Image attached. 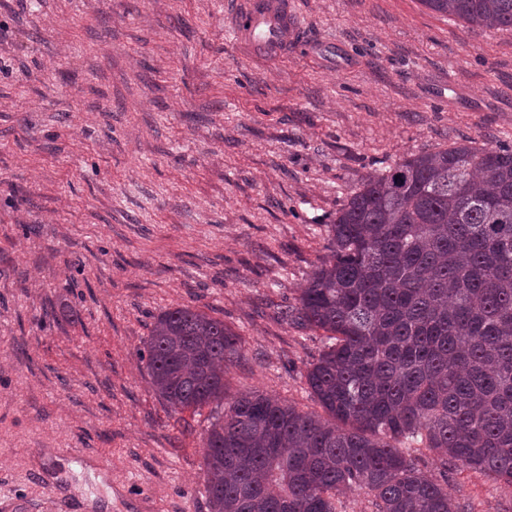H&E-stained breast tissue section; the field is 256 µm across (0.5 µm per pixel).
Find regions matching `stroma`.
I'll return each instance as SVG.
<instances>
[{"mask_svg": "<svg viewBox=\"0 0 512 512\" xmlns=\"http://www.w3.org/2000/svg\"><path fill=\"white\" fill-rule=\"evenodd\" d=\"M305 43L237 44L226 0H0V512H210L208 411L140 353L188 305L242 339L229 396L321 407L287 320L366 177L512 146V32L420 0H295ZM462 512L512 490L448 473Z\"/></svg>", "mask_w": 512, "mask_h": 512, "instance_id": "1", "label": "stroma"}]
</instances>
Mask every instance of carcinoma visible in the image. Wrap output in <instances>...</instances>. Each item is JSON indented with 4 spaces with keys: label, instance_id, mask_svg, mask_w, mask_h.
Segmentation results:
<instances>
[{
    "label": "carcinoma",
    "instance_id": "carcinoma-1",
    "mask_svg": "<svg viewBox=\"0 0 512 512\" xmlns=\"http://www.w3.org/2000/svg\"><path fill=\"white\" fill-rule=\"evenodd\" d=\"M512 31V0H421ZM329 254L296 304L323 332L306 382L325 416L239 393L204 437L211 512H461L443 483L468 468L512 488V146L455 143L364 180L326 225ZM242 338L186 305L154 317V390L178 413L224 404ZM433 454L438 476L419 468Z\"/></svg>",
    "mask_w": 512,
    "mask_h": 512
}]
</instances>
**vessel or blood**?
Segmentation results:
<instances>
[{
  "label": "vessel or blood",
  "mask_w": 512,
  "mask_h": 512,
  "mask_svg": "<svg viewBox=\"0 0 512 512\" xmlns=\"http://www.w3.org/2000/svg\"><path fill=\"white\" fill-rule=\"evenodd\" d=\"M235 40L276 58L298 44L302 24L294 0H229Z\"/></svg>",
  "instance_id": "b4317fda"
}]
</instances>
